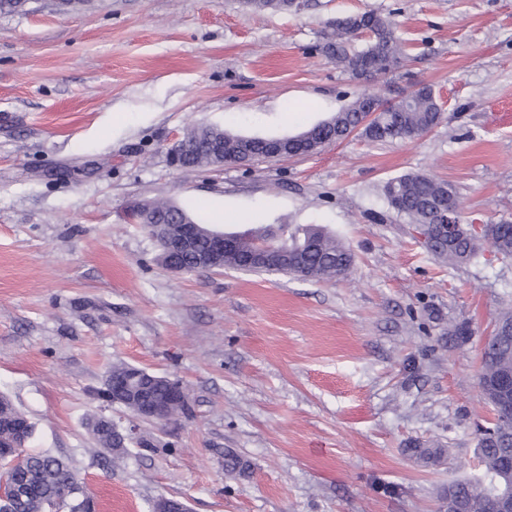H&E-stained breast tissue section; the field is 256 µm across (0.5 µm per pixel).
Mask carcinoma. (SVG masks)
Masks as SVG:
<instances>
[{
	"label": "carcinoma",
	"mask_w": 512,
	"mask_h": 512,
	"mask_svg": "<svg viewBox=\"0 0 512 512\" xmlns=\"http://www.w3.org/2000/svg\"><path fill=\"white\" fill-rule=\"evenodd\" d=\"M321 50L338 67L357 77L363 75L359 69L361 59L376 60L384 72L399 66L404 55V45L396 36L394 22L390 17L374 11L351 14L336 20L330 32L322 36ZM370 98L360 97L349 107L328 119L329 128L314 125L305 131L308 140L288 139L270 148L248 143L245 137L232 133L224 136V162L240 163L255 156L277 151L286 157L311 144H321L333 133L340 140L351 129L360 124L361 114L367 111ZM442 110L433 91L423 86L417 95L380 115L379 120L365 127L361 135L371 142L412 140L432 129L442 120ZM189 150L182 159V168L198 169L212 166L217 157L212 149L214 132L209 128H196L186 134ZM384 198L389 209L407 218L411 223L433 231L435 210L444 202L459 203L456 188L445 182L421 173H408L389 180L384 188ZM159 221L169 224L174 234L178 225L173 223V205L168 202L148 200ZM263 243L277 255L280 273L292 274L305 280L329 281L346 276L353 263L352 251L333 232L314 225L297 226L284 232L283 226L261 225L240 231L234 235V245L224 252V266L247 272H272L265 266L244 265L254 251L256 243ZM489 244L493 252L504 258L512 257V222L486 224L476 231L473 226L459 224L455 242L447 244L436 241L429 252L451 264H463L479 257L483 244ZM512 370V338L492 339L482 349V366L479 388L483 399L492 407L494 417L491 426L480 433L479 445L485 454L481 460L482 472L478 478L459 488L468 512H488L490 508L487 492L481 479L492 475L504 462L512 458V412L501 406L500 394L495 388L498 376ZM97 444L112 452L113 458L121 459L128 448L113 446L112 425L98 417L91 422ZM12 480L24 486L26 497L5 505L7 512H47L48 504L60 507L73 502L78 510L79 482L74 467L62 457L44 452L27 453L12 474Z\"/></svg>",
	"instance_id": "carcinoma-1"
}]
</instances>
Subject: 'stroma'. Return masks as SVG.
I'll return each instance as SVG.
<instances>
[{
    "instance_id": "stroma-1",
    "label": "stroma",
    "mask_w": 512,
    "mask_h": 512,
    "mask_svg": "<svg viewBox=\"0 0 512 512\" xmlns=\"http://www.w3.org/2000/svg\"><path fill=\"white\" fill-rule=\"evenodd\" d=\"M393 13L399 67L342 71L321 33ZM429 86L441 123L405 141L355 133L306 155L179 170L188 130L281 137L361 94ZM452 184L462 221H512V0H29L0 14V395L26 449L73 461L94 512H440L478 470L481 347L512 307V259L451 265L390 210L407 173ZM175 202L221 231L315 224L354 255L316 282L175 274L125 221ZM125 363L177 381L187 414L135 418L98 395ZM134 428L120 466L97 416ZM413 443L447 451L432 465ZM248 464L224 468L226 452ZM91 429L97 444L108 449L113 454V459H121L128 454L127 446L123 449H115L113 446V429L112 425L108 422H104L102 417L95 418L91 422Z\"/></svg>"
}]
</instances>
